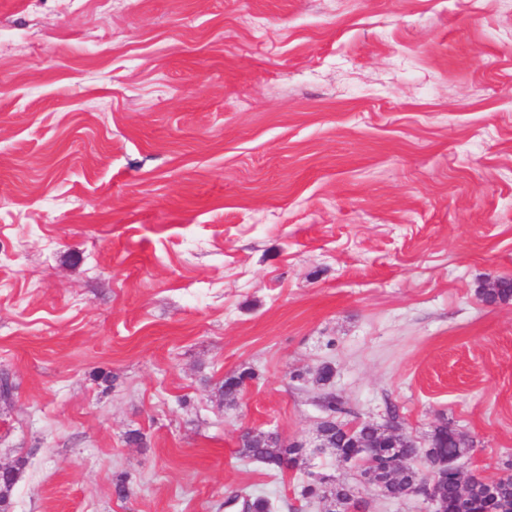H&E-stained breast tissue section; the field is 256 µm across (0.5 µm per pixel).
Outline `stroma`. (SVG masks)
I'll return each instance as SVG.
<instances>
[{"label":"stroma","instance_id":"obj_1","mask_svg":"<svg viewBox=\"0 0 512 512\" xmlns=\"http://www.w3.org/2000/svg\"><path fill=\"white\" fill-rule=\"evenodd\" d=\"M501 277L512 0H0L11 512H324L321 477L435 512L317 447L322 402L422 443L448 423L497 477L512 300L480 290ZM246 427L297 467L243 458Z\"/></svg>","mask_w":512,"mask_h":512}]
</instances>
